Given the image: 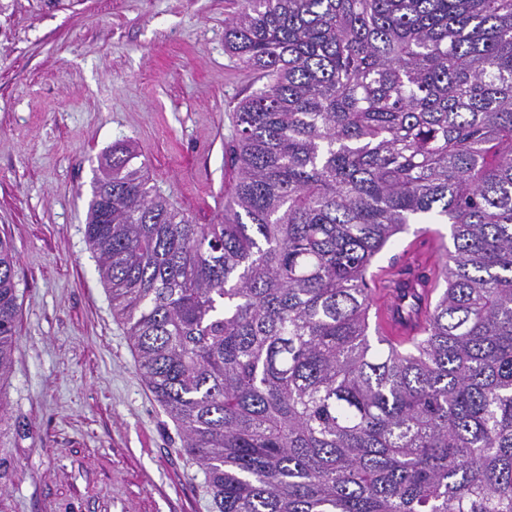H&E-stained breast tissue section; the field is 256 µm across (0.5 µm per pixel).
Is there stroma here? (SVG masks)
I'll use <instances>...</instances> for the list:
<instances>
[{
  "instance_id": "obj_1",
  "label": "stroma",
  "mask_w": 512,
  "mask_h": 512,
  "mask_svg": "<svg viewBox=\"0 0 512 512\" xmlns=\"http://www.w3.org/2000/svg\"><path fill=\"white\" fill-rule=\"evenodd\" d=\"M238 0H0V237L21 314L0 419V512H213L143 381L86 239L95 170L134 143L199 224L231 184L259 85L224 48Z\"/></svg>"
}]
</instances>
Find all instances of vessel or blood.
Listing matches in <instances>:
<instances>
[{
  "instance_id": "1",
  "label": "vessel or blood",
  "mask_w": 512,
  "mask_h": 512,
  "mask_svg": "<svg viewBox=\"0 0 512 512\" xmlns=\"http://www.w3.org/2000/svg\"><path fill=\"white\" fill-rule=\"evenodd\" d=\"M443 261L444 257L438 247L434 246L424 251L412 244L402 251L398 265L381 267L374 271V290L369 309L373 313L374 323L380 334L393 345L412 344L422 331L421 322L402 321L395 315V308L399 302L397 284L400 280V269L425 263L437 270Z\"/></svg>"
}]
</instances>
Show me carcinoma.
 <instances>
[{
  "label": "carcinoma",
  "instance_id": "1",
  "mask_svg": "<svg viewBox=\"0 0 512 512\" xmlns=\"http://www.w3.org/2000/svg\"><path fill=\"white\" fill-rule=\"evenodd\" d=\"M224 47L262 81L224 218L174 208L123 143L86 224L215 512H512V0H239ZM445 223L423 334L390 346L374 262ZM19 313L0 238V379Z\"/></svg>",
  "mask_w": 512,
  "mask_h": 512
}]
</instances>
